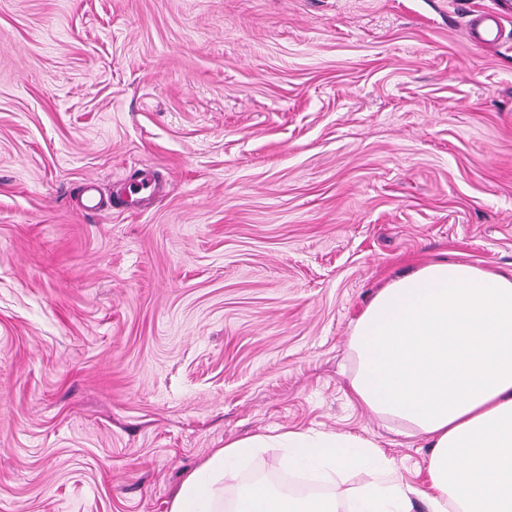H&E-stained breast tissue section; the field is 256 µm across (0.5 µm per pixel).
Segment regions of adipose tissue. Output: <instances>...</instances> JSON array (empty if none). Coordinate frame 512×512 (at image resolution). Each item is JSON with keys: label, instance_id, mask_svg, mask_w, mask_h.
<instances>
[{"label": "adipose tissue", "instance_id": "1", "mask_svg": "<svg viewBox=\"0 0 512 512\" xmlns=\"http://www.w3.org/2000/svg\"><path fill=\"white\" fill-rule=\"evenodd\" d=\"M348 352L355 401L427 441L428 489L404 483L368 440L289 429L215 449L168 512H337L335 500L259 480L225 498V482L264 448L283 449L289 471L325 485L344 468H373L348 512H413L417 497L429 512H512V271L441 259L401 275L370 300Z\"/></svg>", "mask_w": 512, "mask_h": 512}]
</instances>
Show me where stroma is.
I'll return each instance as SVG.
<instances>
[{
	"label": "stroma",
	"mask_w": 512,
	"mask_h": 512,
	"mask_svg": "<svg viewBox=\"0 0 512 512\" xmlns=\"http://www.w3.org/2000/svg\"><path fill=\"white\" fill-rule=\"evenodd\" d=\"M144 169L158 194L121 198ZM443 257L512 270L505 0H0V512H168L285 428L425 487L348 340ZM288 474L264 448L224 495Z\"/></svg>",
	"instance_id": "stroma-1"
}]
</instances>
